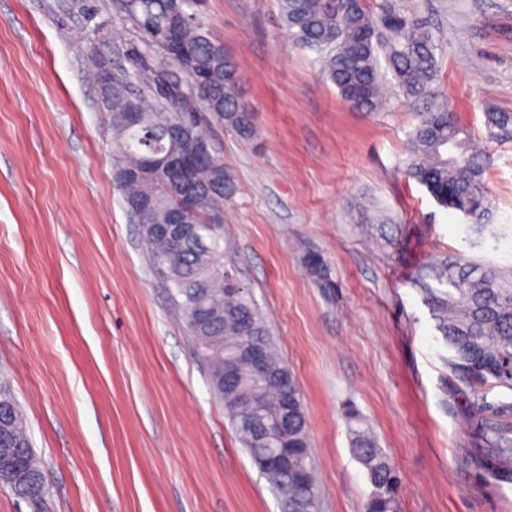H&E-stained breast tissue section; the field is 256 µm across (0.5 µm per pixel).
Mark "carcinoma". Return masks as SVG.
<instances>
[{"label":"carcinoma","mask_w":512,"mask_h":512,"mask_svg":"<svg viewBox=\"0 0 512 512\" xmlns=\"http://www.w3.org/2000/svg\"><path fill=\"white\" fill-rule=\"evenodd\" d=\"M194 0H127L126 10L145 32L150 46L164 49L163 32L174 27L189 52L191 68L185 79H166V103L184 109L193 127L194 143L202 136L192 107L200 103L242 137L252 132L251 108L239 93L236 66L221 45L196 21ZM288 32L302 46L318 51L329 80L343 101L360 112L379 106L382 73L379 59L402 94L410 99L431 97L439 72L437 43L426 23L414 12L388 5L376 13L366 0H281ZM126 72H115L108 93L107 112L113 142V177L124 203L139 224L155 265L172 287V301L183 315L195 342L197 357L206 364L213 395L224 404L234 430L252 464L266 477L288 512H315L316 486L309 427L301 390L278 357L270 329L258 305L237 278L224 269V161L210 153V161L195 173L196 195L188 222L190 238L158 231L170 212L182 208L177 178L166 157L184 152L188 142L172 138L167 127L178 115L165 106L144 108L142 122L130 126L126 102L132 96ZM486 126L501 138L512 137V113H485ZM408 175L425 186L442 206L468 217L479 230L489 211L484 181L486 160L469 145V136L456 113L446 105H432L418 113L410 134ZM415 287L432 307L437 327L454 352L453 371L463 375L471 390L492 378L512 389V281L489 271L471 277L460 258L442 257L416 276ZM201 308L207 317L195 321ZM261 346L267 374L258 379L245 350ZM235 371L224 382V370ZM473 430L471 462L498 480H512V403L489 402L473 394L467 399ZM494 438L498 451L486 453L483 443ZM353 452L373 486L367 512H395L399 480L389 460L365 431H353ZM10 458L0 461V484L21 500L38 501L45 492V476L15 398L0 385V449ZM288 450L295 469L305 473L302 484L291 472L264 467L262 449Z\"/></svg>","instance_id":"cac0c4a2"}]
</instances>
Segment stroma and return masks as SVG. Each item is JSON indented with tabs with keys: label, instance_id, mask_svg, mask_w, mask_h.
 <instances>
[{
	"label": "stroma",
	"instance_id": "1",
	"mask_svg": "<svg viewBox=\"0 0 512 512\" xmlns=\"http://www.w3.org/2000/svg\"><path fill=\"white\" fill-rule=\"evenodd\" d=\"M398 3L438 39L431 102L488 160L486 231L406 175L427 103L387 78L377 111L354 110L279 0H196L252 109L247 137L194 109L224 160V263L299 384L317 512H366L357 428L400 479L396 512H512V481L469 460L462 382L412 284L446 254L512 276V140L485 124L512 112V0ZM100 60L149 105L144 78L172 69L123 0H0V375L46 482L33 503L0 485V512H280L113 179Z\"/></svg>",
	"mask_w": 512,
	"mask_h": 512
}]
</instances>
